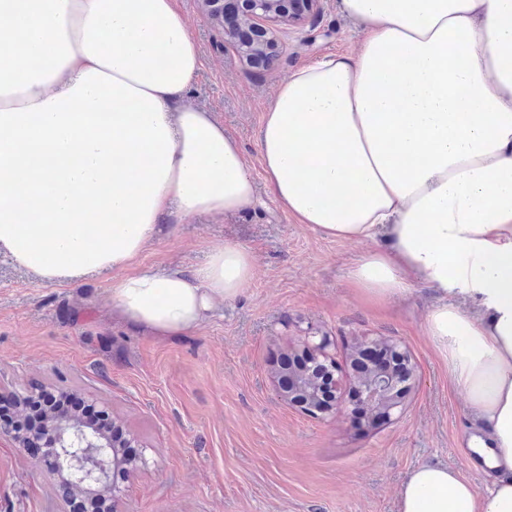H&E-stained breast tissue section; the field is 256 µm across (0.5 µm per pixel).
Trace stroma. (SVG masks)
<instances>
[{"label": "stroma", "instance_id": "stroma-1", "mask_svg": "<svg viewBox=\"0 0 512 512\" xmlns=\"http://www.w3.org/2000/svg\"><path fill=\"white\" fill-rule=\"evenodd\" d=\"M177 4L203 56L188 100L237 139L256 201L227 216H165L164 233L133 268L188 273L206 263L212 243L232 240L254 254V282L191 334L162 339L115 315L112 271L47 284L0 255V393L67 391L108 411L145 459L122 481L118 512H396L401 485L427 460L485 486L464 453L473 413L422 331L434 291L413 286L383 311L364 304L348 270L366 244L295 223L265 185L259 133L279 82L354 50L361 28L340 0H321L303 22L269 23L276 56L261 66L225 41L201 0ZM311 329L330 337L339 361L350 338L401 340L418 376L403 414L370 427L288 406L271 358ZM65 510L40 458L0 434V512Z\"/></svg>", "mask_w": 512, "mask_h": 512}]
</instances>
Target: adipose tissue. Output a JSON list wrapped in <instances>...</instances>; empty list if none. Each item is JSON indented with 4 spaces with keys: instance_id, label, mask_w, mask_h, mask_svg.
<instances>
[{
    "instance_id": "ef3b65f1",
    "label": "adipose tissue",
    "mask_w": 512,
    "mask_h": 512,
    "mask_svg": "<svg viewBox=\"0 0 512 512\" xmlns=\"http://www.w3.org/2000/svg\"><path fill=\"white\" fill-rule=\"evenodd\" d=\"M365 32L282 79L259 149L270 192L323 237L377 242L349 271L384 307L435 290L424 331L479 421L485 488L413 468L397 512H512V0H341ZM202 68L176 0H0V254L50 283L112 270L159 337L251 287L245 247L189 273L131 272L175 212L249 207L243 151L186 104Z\"/></svg>"
}]
</instances>
